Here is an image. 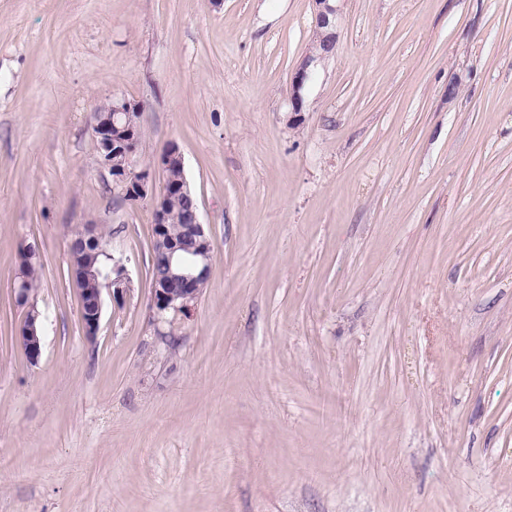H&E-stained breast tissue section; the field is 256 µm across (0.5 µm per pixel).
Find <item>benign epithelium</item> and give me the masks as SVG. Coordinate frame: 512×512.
I'll return each instance as SVG.
<instances>
[{
    "label": "benign epithelium",
    "mask_w": 512,
    "mask_h": 512,
    "mask_svg": "<svg viewBox=\"0 0 512 512\" xmlns=\"http://www.w3.org/2000/svg\"><path fill=\"white\" fill-rule=\"evenodd\" d=\"M319 5L315 21L316 50L305 57L292 81L291 102L293 111H300L302 99L300 90L311 78L314 68L336 47V10L329 5L330 0H315ZM139 104L126 98L115 97L97 112V121L93 126L94 139L98 141V157L101 165L112 176V187L121 194H130L139 200L148 197L153 204V241L156 249L155 259L160 261L165 274L156 279L152 286V300L159 312L172 310L189 317L192 306L200 293V284L209 279L212 267V248L205 224L201 221L199 206L190 191L184 172V161L179 149L172 145L160 159L162 170L173 167L180 170L181 191L190 205L183 217V226L178 236L169 234L168 224L172 223V211L169 204L168 188L155 193L150 172L136 170L135 151L127 144L139 134L135 109ZM112 290L113 296H121L130 289V280L125 268L117 267L113 277L105 279L97 288L95 305L81 309L82 322L88 335L96 334L102 313V288ZM20 340L27 359L35 363L41 355L42 336L40 330L32 324H23Z\"/></svg>",
    "instance_id": "benign-epithelium-1"
}]
</instances>
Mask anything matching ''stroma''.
<instances>
[{"label": "stroma", "instance_id": "35a3bbf8", "mask_svg": "<svg viewBox=\"0 0 512 512\" xmlns=\"http://www.w3.org/2000/svg\"><path fill=\"white\" fill-rule=\"evenodd\" d=\"M335 8L296 112L314 0H0V512H512V0ZM116 96L210 237L176 322L98 161ZM85 229L131 279L91 337ZM319 5L315 21V43L317 51L311 52L305 57L300 68L295 73L292 81L293 94L291 102L293 111H300L302 99L300 90L311 78L314 68L333 53L336 47V10L329 5L332 0H314ZM39 267V253L36 247L33 245L24 246L20 253V262L14 277L15 283L21 284V288H13L16 302L29 304L30 297L26 290L31 294L36 291ZM19 338L27 359L31 363H37L41 355L42 336L40 335V329H37V327L32 324H26L24 322L20 329Z\"/></svg>", "mask_w": 512, "mask_h": 512}]
</instances>
